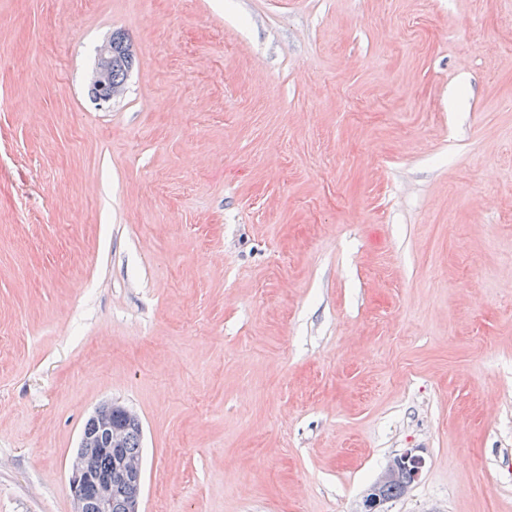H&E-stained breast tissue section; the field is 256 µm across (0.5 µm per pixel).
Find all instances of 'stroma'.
I'll return each mask as SVG.
<instances>
[{"mask_svg": "<svg viewBox=\"0 0 512 512\" xmlns=\"http://www.w3.org/2000/svg\"><path fill=\"white\" fill-rule=\"evenodd\" d=\"M111 402L140 512H512V0H0V512ZM113 38L119 41L117 53L112 58L117 44L115 41L103 43L98 49L101 65L93 71L91 76V82L103 90L102 102L105 104L112 103V100L123 94L124 87L121 83L125 82L127 73L133 64V55L125 37L120 34H113L110 39L113 40ZM111 59L112 73L109 66ZM112 80L120 84L112 83ZM422 465V458L412 454V452H405L399 457L394 458L364 496L361 512H389L385 508L389 501L380 497L378 488L396 480L402 472H408L412 481H414L419 475ZM408 483L409 477L403 475L399 480L381 487L380 494L390 501L397 500L402 494L407 492ZM405 487L406 489L404 490Z\"/></svg>", "mask_w": 512, "mask_h": 512, "instance_id": "1", "label": "stroma"}]
</instances>
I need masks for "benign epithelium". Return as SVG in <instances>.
Returning a JSON list of instances; mask_svg holds the SVG:
<instances>
[{
    "label": "benign epithelium",
    "mask_w": 512,
    "mask_h": 512,
    "mask_svg": "<svg viewBox=\"0 0 512 512\" xmlns=\"http://www.w3.org/2000/svg\"><path fill=\"white\" fill-rule=\"evenodd\" d=\"M116 49V42L107 41L98 49L101 61L92 73L91 82L103 90L102 102L109 104L123 94V84L112 82L110 61ZM120 413L129 421L138 419L130 409L107 403L98 407L89 417V426L83 428L80 444L82 454L72 465L69 479L70 490L77 502V512H88L87 489H94V512H112V495L130 491L127 512H139V494L143 477L142 457H128L121 454L125 439V429L112 421L113 413ZM110 457L106 472L96 466L95 461L103 456ZM423 465L421 457L410 452L394 458L368 490L362 501L361 512H389L385 508L387 500L380 497L378 488L396 480L407 472L416 479Z\"/></svg>",
    "instance_id": "obj_1"
}]
</instances>
